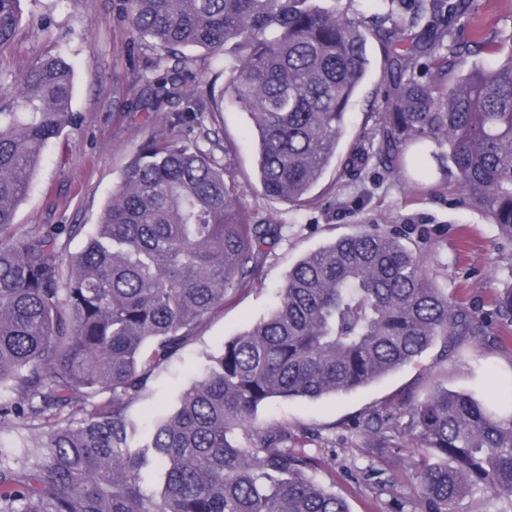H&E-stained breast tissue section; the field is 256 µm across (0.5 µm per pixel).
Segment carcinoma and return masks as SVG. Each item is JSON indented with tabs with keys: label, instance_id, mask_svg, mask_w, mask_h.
<instances>
[{
	"label": "carcinoma",
	"instance_id": "cac0c4a2",
	"mask_svg": "<svg viewBox=\"0 0 512 512\" xmlns=\"http://www.w3.org/2000/svg\"><path fill=\"white\" fill-rule=\"evenodd\" d=\"M18 2L0 0L1 51L17 36ZM358 2L123 0L135 39L166 51L139 111L167 112L170 134L141 144L76 255L63 254L55 232L15 229L45 146L75 122L73 69L47 53L0 94V386L18 395L0 405V430L45 424L13 462L0 455V512H350L315 479V463L288 449V432L254 425L258 409L350 392L437 344L494 341L491 322L438 287L424 252L365 225L297 262L272 314L225 341L133 446L128 409L154 369L255 284L284 228L249 216L226 181L215 152L230 149L211 122L218 103L190 88L182 49L232 57L228 88L252 119L268 198L303 206L334 160L352 183L374 162L399 180L406 150L431 141L441 151L430 157L452 164L471 205L512 240V44L481 31L456 37L473 0H365L366 11ZM370 37L384 47L388 89L339 155ZM480 50L494 62L453 79ZM493 316L512 324V286L495 292ZM401 413L424 450L420 512H457L473 492L512 512V399L504 408L439 388L402 398L364 419L370 454H394L384 425ZM151 461L164 469L155 495L140 483Z\"/></svg>",
	"mask_w": 512,
	"mask_h": 512
}]
</instances>
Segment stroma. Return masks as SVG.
<instances>
[{
  "label": "stroma",
  "mask_w": 512,
  "mask_h": 512,
  "mask_svg": "<svg viewBox=\"0 0 512 512\" xmlns=\"http://www.w3.org/2000/svg\"><path fill=\"white\" fill-rule=\"evenodd\" d=\"M120 0H20L21 23L14 48L0 53V74L18 75L46 52H62L74 68V124L51 142L16 214L19 231L50 230L80 224L83 234L60 240L65 254L82 251L87 235L142 142L164 132L161 121H147L137 104L144 91L135 75L161 51L135 41L119 16ZM370 66L350 110L347 137L358 135L367 112L385 94L384 53L369 39ZM214 123L234 153L231 176L249 214L287 225L283 240L269 249L259 281L240 293L197 330L166 364L156 369L130 416L137 436H144L168 413L200 375L209 356L225 340L267 317L289 269L302 257L334 239L375 224L422 249L439 287L464 303L492 310V291L512 286V242L501 239L486 216L472 209L457 187L454 173L423 174L411 161L399 181L374 169L364 181L338 184L328 170L312 191L311 201L291 207L262 195L255 186L256 143L246 112L224 102ZM496 344L480 349L460 345L441 360L432 347L418 362L354 391L318 399L275 398L258 411L256 423L288 429L290 449L319 458L318 480L342 494L350 512H418L414 473L408 460L414 449L398 417L389 432L399 452L385 460L368 452L370 440L355 427L384 403L404 392L423 396L441 386L478 391L489 399L512 392V326L494 324Z\"/></svg>",
  "instance_id": "obj_1"
}]
</instances>
